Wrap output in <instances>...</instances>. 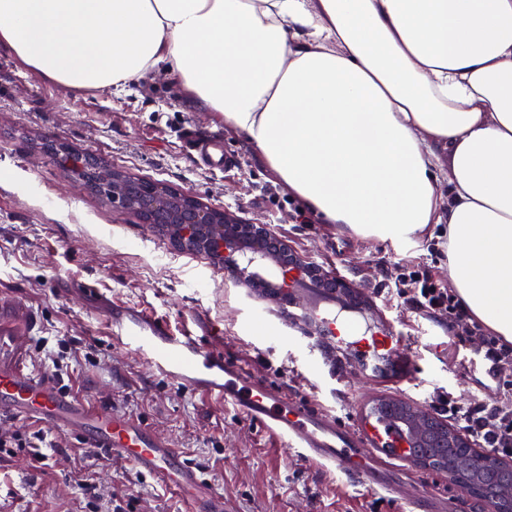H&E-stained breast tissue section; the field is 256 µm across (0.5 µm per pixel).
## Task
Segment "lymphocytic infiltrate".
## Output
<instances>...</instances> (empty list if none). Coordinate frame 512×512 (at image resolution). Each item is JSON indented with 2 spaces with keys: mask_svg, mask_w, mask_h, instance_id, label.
<instances>
[{
  "mask_svg": "<svg viewBox=\"0 0 512 512\" xmlns=\"http://www.w3.org/2000/svg\"><path fill=\"white\" fill-rule=\"evenodd\" d=\"M396 295L445 325L451 347L460 349L478 343V358L487 362L499 378L495 397L462 406L441 396L434 406L474 445L499 457L512 458V380L501 375L503 369L512 368V343L472 319L454 289L433 277L423 263L408 261L402 265Z\"/></svg>",
  "mask_w": 512,
  "mask_h": 512,
  "instance_id": "f902f5d3",
  "label": "lymphocytic infiltrate"
}]
</instances>
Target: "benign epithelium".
Segmentation results:
<instances>
[{"mask_svg": "<svg viewBox=\"0 0 512 512\" xmlns=\"http://www.w3.org/2000/svg\"><path fill=\"white\" fill-rule=\"evenodd\" d=\"M65 166L71 173L81 172L94 187L112 185L108 196L112 203L133 210L145 223L168 231L181 247L222 259L228 252H238L237 245L242 243L249 256L248 265L271 264L283 287L294 284L305 270L302 261L273 237L264 224L248 222L229 209H210L196 198L160 183L133 180L87 155L70 156ZM397 409L410 435L404 451L412 460L437 465L438 458L431 452L435 447L470 449L465 470L472 475L503 473L509 476L492 510L512 512V468L471 448L470 443L449 426L437 424L435 415L427 407L403 403L397 405Z\"/></svg>", "mask_w": 512, "mask_h": 512, "instance_id": "1", "label": "benign epithelium"}]
</instances>
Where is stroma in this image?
Segmentation results:
<instances>
[{
    "mask_svg": "<svg viewBox=\"0 0 512 512\" xmlns=\"http://www.w3.org/2000/svg\"><path fill=\"white\" fill-rule=\"evenodd\" d=\"M219 133L236 165L224 173L196 168L179 148L188 124ZM55 140L126 176L156 181L267 225L271 234L320 273L331 272L376 303V325L390 324L411 343L420 372L398 384L341 362L336 351H313L280 317L274 279L253 284V270L178 249L137 213L112 204L81 180L67 178L40 152ZM298 201L239 134L189 109L181 89L153 71L128 92H71L51 83L0 46V296L37 309L41 331L27 364L53 378L50 353L58 339L72 348L71 395L140 418L184 458L224 489L229 512H407L416 487L453 496L452 512H489L485 503L449 481L447 473L403 463L393 495L360 485L344 472L307 465L243 421L223 401L179 387L133 352L112 344V314L149 309L173 330L187 332L224 357L247 361L258 382L279 385L337 421L371 432L374 406H424L444 393L466 405L491 397L492 378L478 377L467 350L448 349L447 328L397 298L394 280L409 259L428 262L439 280L447 259L432 260L431 224L401 246L359 238L321 221H295ZM268 313L257 316V289ZM39 433L43 456L0 447V512H89L80 479H93L103 507L123 512H185L175 493L128 462L33 419L0 414V438Z\"/></svg>",
    "mask_w": 512,
    "mask_h": 512,
    "instance_id": "35a3bbf8",
    "label": "stroma"
}]
</instances>
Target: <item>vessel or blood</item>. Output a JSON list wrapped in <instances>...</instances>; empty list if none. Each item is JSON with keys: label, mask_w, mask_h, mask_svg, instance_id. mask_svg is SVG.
Masks as SVG:
<instances>
[{"label": "vessel or blood", "mask_w": 512, "mask_h": 512, "mask_svg": "<svg viewBox=\"0 0 512 512\" xmlns=\"http://www.w3.org/2000/svg\"><path fill=\"white\" fill-rule=\"evenodd\" d=\"M183 148L207 170H221L229 163L220 140L199 138L192 129L183 137ZM284 298L292 322L315 328L308 347H332L340 341L372 352L377 362L395 358L402 339L391 328L353 338L357 314L347 308V290L307 281L288 289ZM40 329L38 310L20 302H0V413L37 418L51 429L75 435L90 447L127 461L157 483L178 491L186 512H228L223 490L203 480L178 449L158 438L139 418L89 405L32 373L27 349ZM112 342L136 353L174 383L224 401L262 433L294 449L303 461L347 472L370 490L391 492L392 456L323 410L293 401L271 385L256 384L239 362L224 360L199 340L175 334L163 317L134 309L115 314Z\"/></svg>", "instance_id": "obj_1"}]
</instances>
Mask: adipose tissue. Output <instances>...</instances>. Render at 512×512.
Instances as JSON below:
<instances>
[{
    "label": "adipose tissue",
    "mask_w": 512,
    "mask_h": 512,
    "mask_svg": "<svg viewBox=\"0 0 512 512\" xmlns=\"http://www.w3.org/2000/svg\"><path fill=\"white\" fill-rule=\"evenodd\" d=\"M79 91L164 69L304 207L402 244L448 227L512 342V0H0V46Z\"/></svg>",
    "instance_id": "obj_1"
}]
</instances>
